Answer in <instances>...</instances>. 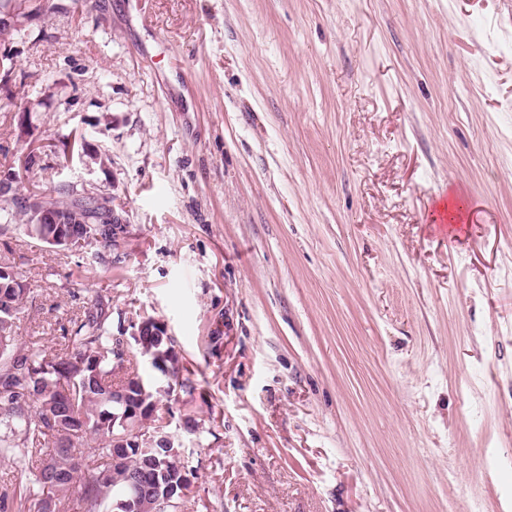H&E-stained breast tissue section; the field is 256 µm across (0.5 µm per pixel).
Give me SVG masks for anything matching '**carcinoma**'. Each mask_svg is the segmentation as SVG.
Segmentation results:
<instances>
[{
  "label": "carcinoma",
  "mask_w": 512,
  "mask_h": 512,
  "mask_svg": "<svg viewBox=\"0 0 512 512\" xmlns=\"http://www.w3.org/2000/svg\"><path fill=\"white\" fill-rule=\"evenodd\" d=\"M81 207L94 218L92 202L70 188L42 196L38 207L55 211ZM33 221L24 196L0 204V224ZM27 289L0 278V459L34 479L0 497V512H35L43 500L51 512H147L159 491L178 497L189 473L155 448L138 445L146 432L163 427L160 411L175 391L189 392L192 381L179 378V356L167 336L133 335L135 349L112 335L102 314L88 311L73 320L72 348L65 353L23 350L15 320ZM150 360L156 380L143 377L134 360ZM125 371L112 383L114 369ZM96 441L85 453L89 439Z\"/></svg>",
  "instance_id": "carcinoma-1"
}]
</instances>
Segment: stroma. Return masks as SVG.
<instances>
[{"label":"stroma","instance_id":"1","mask_svg":"<svg viewBox=\"0 0 512 512\" xmlns=\"http://www.w3.org/2000/svg\"><path fill=\"white\" fill-rule=\"evenodd\" d=\"M44 1L0 36V171L129 233L0 226L20 345L164 322L181 512H512V0ZM40 202L38 204V207L46 210V211H55V210H58L60 208H64L65 206L66 207H69V208H74V207H81L84 212L89 216V217H96V213H97V208H95L92 204V202L90 201H84L82 199H79L76 197V194L75 192L73 191V189H70V188H60L59 191L57 192V196H46V195H42V197L40 198Z\"/></svg>","mask_w":512,"mask_h":512}]
</instances>
